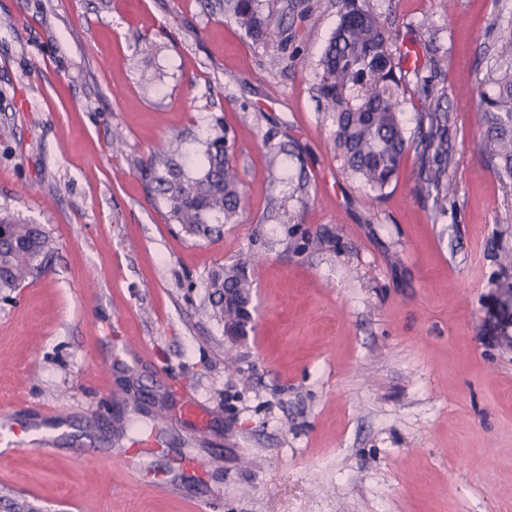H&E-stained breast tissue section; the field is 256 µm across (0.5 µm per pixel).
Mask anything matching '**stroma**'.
Masks as SVG:
<instances>
[{
    "label": "stroma",
    "instance_id": "stroma-1",
    "mask_svg": "<svg viewBox=\"0 0 512 512\" xmlns=\"http://www.w3.org/2000/svg\"><path fill=\"white\" fill-rule=\"evenodd\" d=\"M145 2L0 0V209L58 242L0 298V418L53 446L0 456V512H512V183L476 110L512 0H357L392 35L407 131L424 100L448 112L443 214L417 150L375 192L334 145L318 58L341 0H266L284 48L224 0ZM218 121L244 209L192 240L144 168ZM247 249L233 344L204 283ZM146 438L167 489L114 459Z\"/></svg>",
    "mask_w": 512,
    "mask_h": 512
}]
</instances>
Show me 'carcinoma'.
<instances>
[{"mask_svg":"<svg viewBox=\"0 0 512 512\" xmlns=\"http://www.w3.org/2000/svg\"><path fill=\"white\" fill-rule=\"evenodd\" d=\"M227 8L257 41L282 39L280 26L264 14L262 0H227ZM317 92L330 112L334 143L347 169L374 191L397 176L411 145L429 163L420 171L417 191L445 208L448 201V112L427 105L416 139L406 136L399 114L403 100L394 73L392 37L375 13L345 0L340 21L318 62ZM491 93H479L484 162L503 181L512 182V62L488 78ZM236 138L217 125L203 142L197 166L189 171L174 159L153 172V191L160 194L170 220L190 238L210 239L226 224L238 221L243 193L234 166ZM56 242L41 224H29L0 211V291H12L34 277L53 258ZM206 288L216 297L211 317L223 325L239 322L240 310L224 306V289L251 294V252L211 272Z\"/></svg>","mask_w":512,"mask_h":512,"instance_id":"obj_1","label":"carcinoma"}]
</instances>
